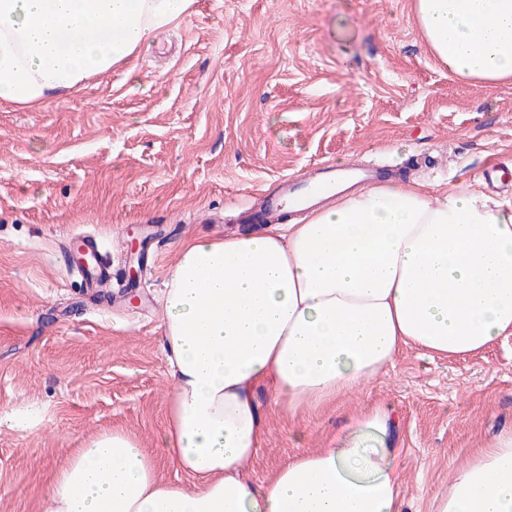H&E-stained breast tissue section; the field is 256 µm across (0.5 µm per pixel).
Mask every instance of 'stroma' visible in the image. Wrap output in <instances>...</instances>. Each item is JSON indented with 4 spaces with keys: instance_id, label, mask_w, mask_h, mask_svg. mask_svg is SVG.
Returning <instances> with one entry per match:
<instances>
[{
    "instance_id": "stroma-1",
    "label": "stroma",
    "mask_w": 512,
    "mask_h": 512,
    "mask_svg": "<svg viewBox=\"0 0 512 512\" xmlns=\"http://www.w3.org/2000/svg\"><path fill=\"white\" fill-rule=\"evenodd\" d=\"M380 160L427 193H483L512 167V79L461 78L431 54L412 0H195L189 16L77 92L0 104V512H42L50 476L108 430L160 446L171 390L158 299L179 244L250 230L237 211L309 166ZM112 267L90 294L69 255ZM139 245H131V238ZM143 287L126 291L130 268ZM257 397L254 480L391 411L404 512H432L455 467L512 431V335L481 352L404 349L392 369L288 416ZM74 238L82 242L75 252L74 262L78 271L90 279L96 288H111L112 268L100 261L94 243L85 237H73L71 240Z\"/></svg>"
}]
</instances>
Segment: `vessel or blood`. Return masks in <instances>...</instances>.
Masks as SVG:
<instances>
[{
    "label": "vessel or blood",
    "instance_id": "vessel-or-blood-1",
    "mask_svg": "<svg viewBox=\"0 0 512 512\" xmlns=\"http://www.w3.org/2000/svg\"><path fill=\"white\" fill-rule=\"evenodd\" d=\"M383 174V165L370 161L364 165L336 168L316 167L307 172L281 179L276 192L259 194L251 218L264 224L283 223L296 208L315 210L320 200L332 195L342 185L354 182L372 185ZM75 265L79 272L99 288L112 285V268L100 261L96 246L91 240H83L75 253Z\"/></svg>",
    "mask_w": 512,
    "mask_h": 512
}]
</instances>
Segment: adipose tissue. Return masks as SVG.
I'll return each instance as SVG.
<instances>
[{"label": "adipose tissue", "mask_w": 512, "mask_h": 512, "mask_svg": "<svg viewBox=\"0 0 512 512\" xmlns=\"http://www.w3.org/2000/svg\"><path fill=\"white\" fill-rule=\"evenodd\" d=\"M193 0H0V102L81 89ZM436 59L457 76L512 77V0H414ZM171 393L161 434L176 481L121 431L97 435L49 481L43 512H402L390 413L253 481L258 387L289 413L393 368L411 346L463 356L512 334V205L382 184L270 224L183 241L162 296ZM435 512H512V432L457 468Z\"/></svg>", "instance_id": "ef3b65f1"}]
</instances>
